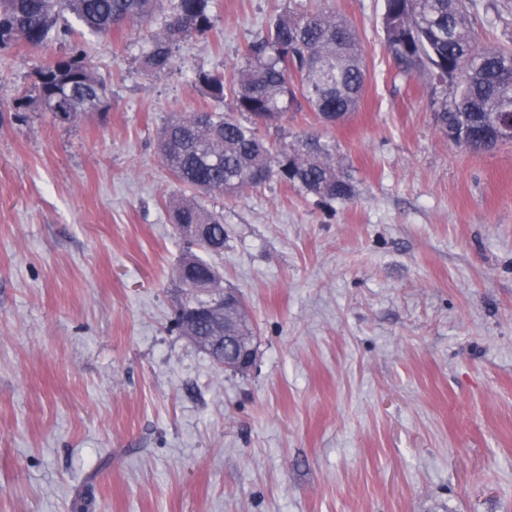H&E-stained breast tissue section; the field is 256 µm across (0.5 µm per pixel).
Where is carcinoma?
I'll return each instance as SVG.
<instances>
[{
    "label": "carcinoma",
    "mask_w": 512,
    "mask_h": 512,
    "mask_svg": "<svg viewBox=\"0 0 512 512\" xmlns=\"http://www.w3.org/2000/svg\"><path fill=\"white\" fill-rule=\"evenodd\" d=\"M213 0H176L162 31L142 53L147 74L173 65L172 47L211 28ZM477 0H385L386 44L400 71L454 86V97L442 101L435 120L448 139L463 146L487 137L484 150L497 146L499 125L512 124V49L482 46L471 27L469 8ZM163 0H0V48H38L51 39L68 42L72 29L61 23L73 15L84 31L108 37L128 23L151 22ZM247 65L231 79L200 70L196 83L208 98L224 102L232 85L233 108L175 114L158 134L161 161L179 183L203 194L233 195L277 179L324 200H350V176L336 165V147L305 133L274 147L257 135L271 125L284 102L303 99L319 118L334 124L358 106L365 72L357 32L332 12L301 4L278 15L267 31L250 41ZM111 92L91 69L78 47L54 57L35 73L16 108L35 105L57 124H72L101 110ZM168 211L186 252L173 269L181 288L214 282L220 273L193 251L224 249V215L205 209L193 197L172 198ZM224 327L256 344L253 323L244 308L224 309ZM181 335H215L211 318L191 320L177 314Z\"/></svg>",
    "instance_id": "carcinoma-1"
}]
</instances>
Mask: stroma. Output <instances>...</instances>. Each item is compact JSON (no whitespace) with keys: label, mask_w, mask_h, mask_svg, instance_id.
Here are the masks:
<instances>
[{"label":"stroma","mask_w":512,"mask_h":512,"mask_svg":"<svg viewBox=\"0 0 512 512\" xmlns=\"http://www.w3.org/2000/svg\"><path fill=\"white\" fill-rule=\"evenodd\" d=\"M303 2L358 33L364 96L258 135L334 140L354 197L203 198L224 216L207 260L258 336L244 376L173 327L166 203L189 190L157 133L212 109L196 72L242 68L288 0H216L158 74L139 58L162 17L79 35L112 100L64 126L14 106L59 44L0 49V512H512V144L443 136L446 91L396 68L383 0ZM471 21L512 45V0Z\"/></svg>","instance_id":"obj_1"}]
</instances>
